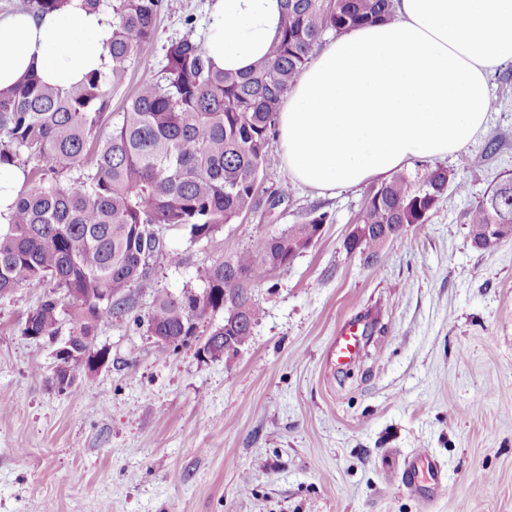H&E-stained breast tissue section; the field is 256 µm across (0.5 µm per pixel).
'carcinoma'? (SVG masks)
<instances>
[{
  "instance_id": "obj_1",
  "label": "carcinoma",
  "mask_w": 512,
  "mask_h": 512,
  "mask_svg": "<svg viewBox=\"0 0 512 512\" xmlns=\"http://www.w3.org/2000/svg\"><path fill=\"white\" fill-rule=\"evenodd\" d=\"M72 0H24L40 15ZM282 25L269 55L252 69L215 68L195 34L188 9L184 32L165 47L160 77L145 79L122 111L112 112V86L157 34L162 0H112L108 64L68 89L32 75L0 92V169L24 168L25 179L0 226V296L30 283L50 290L28 311L23 333L52 339L63 321L82 347L98 350V329L123 305L135 284L153 293L147 331L186 344L190 316L201 321L236 306V326L210 335L249 341L259 309L251 288L287 268L288 254L319 239L329 223L312 210L299 224L257 236L250 248L196 269L199 287L161 293L147 272L163 241L160 225L179 227L190 242L216 232L257 204L258 188L278 124L282 98L296 83L329 31L387 22L393 0H280ZM112 123V131L101 135ZM90 172H85V167ZM452 181L445 169L406 172L372 189L358 217L349 252L373 266L386 237L402 238L439 208ZM469 236L487 250L490 230L512 232V173L502 175L465 214ZM152 231L148 254L142 231Z\"/></svg>"
}]
</instances>
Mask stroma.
<instances>
[{"mask_svg": "<svg viewBox=\"0 0 512 512\" xmlns=\"http://www.w3.org/2000/svg\"><path fill=\"white\" fill-rule=\"evenodd\" d=\"M183 3L163 0L157 38L113 87V111L159 76ZM489 89L484 132L427 161L467 192L447 191L376 266L345 246L372 182L333 195L296 184L269 208L288 179L276 142L259 206L213 242L159 227L150 277L177 294L198 266L258 234L314 208L331 216L313 246L252 289L260 314L234 356L158 347L146 331L152 298L133 286L98 331L106 364L67 396L53 383L54 344L23 333L43 287L0 296V512H512V238L481 250L464 222L512 172V65ZM365 317L376 322L366 354L337 365V329ZM420 455L444 473L428 499L403 482L405 460Z\"/></svg>", "mask_w": 512, "mask_h": 512, "instance_id": "1", "label": "stroma"}]
</instances>
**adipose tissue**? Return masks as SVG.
Segmentation results:
<instances>
[{"mask_svg": "<svg viewBox=\"0 0 512 512\" xmlns=\"http://www.w3.org/2000/svg\"><path fill=\"white\" fill-rule=\"evenodd\" d=\"M279 0H212L215 67L245 71L279 36ZM112 20L79 4L0 15V91L29 75L68 88L103 67ZM512 62V0H397L387 23L330 41L279 114L293 182L332 192L385 179L413 157L464 150L487 123L489 77Z\"/></svg>", "mask_w": 512, "mask_h": 512, "instance_id": "1", "label": "adipose tissue"}]
</instances>
